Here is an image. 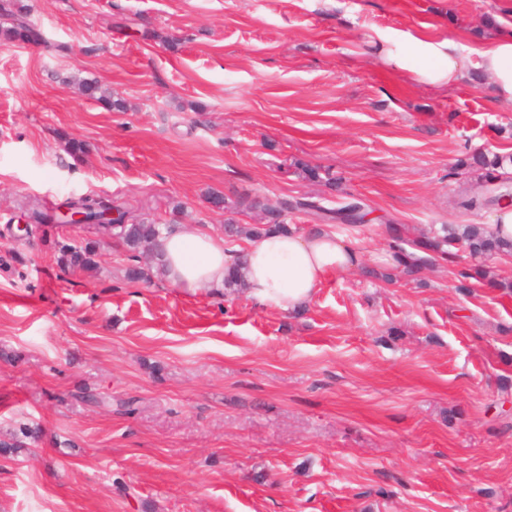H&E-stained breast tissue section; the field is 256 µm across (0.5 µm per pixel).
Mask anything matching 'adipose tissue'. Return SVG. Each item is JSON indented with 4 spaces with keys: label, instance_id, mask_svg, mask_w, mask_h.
Instances as JSON below:
<instances>
[{
    "label": "adipose tissue",
    "instance_id": "ef3b65f1",
    "mask_svg": "<svg viewBox=\"0 0 512 512\" xmlns=\"http://www.w3.org/2000/svg\"><path fill=\"white\" fill-rule=\"evenodd\" d=\"M486 46L476 49L475 67L490 78L499 99L512 104V23L498 21ZM424 53L439 59L424 72L431 83L456 84L467 76L464 48L456 41L423 44ZM163 274L178 288L198 290L223 286L234 262L224 245L206 232L163 231ZM362 264L361 254L327 229L262 233L249 239L241 273L248 296L265 308L287 311L307 304L329 272H350Z\"/></svg>",
    "mask_w": 512,
    "mask_h": 512
}]
</instances>
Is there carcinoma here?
Here are the masks:
<instances>
[{"instance_id":"1","label":"carcinoma","mask_w":512,"mask_h":512,"mask_svg":"<svg viewBox=\"0 0 512 512\" xmlns=\"http://www.w3.org/2000/svg\"><path fill=\"white\" fill-rule=\"evenodd\" d=\"M30 5L26 0H0V42L8 43H38L43 40L42 33L28 21ZM76 84L81 93L88 98L101 102L116 112L127 111L126 102L114 99L105 94L99 82L95 79H78ZM473 164L485 170L488 191L496 192L495 198L512 193L508 183L512 181L508 169L512 167L511 153H496L490 157L480 154L473 157ZM63 206L78 211L89 222L87 232L93 235L90 240L58 241L54 247L59 252L58 262L65 269L89 270L97 266V256L100 246L98 236L104 233L102 225L106 223V214L115 209V206L98 198L95 195H82L67 199ZM319 210L321 206L313 201H296L288 203L283 201L279 208L266 211V223L238 226L235 224L224 225V233L228 237V244H233L234 239L242 236L248 238L263 232L272 230H285L287 225L281 220L282 212L287 209ZM341 223L354 224L363 221L366 216L363 204L354 199L345 203L333 212ZM388 231L394 241L395 265L390 272H378L374 269L367 271L372 277L392 282L400 276L413 277L422 269L433 264L437 256L443 259L455 257L453 248L462 246L474 259H488L494 255L508 254L512 252V239L503 240L493 235L485 234L477 224H445L441 231L432 236L413 242L417 252H408L400 246L402 236L398 228L388 226ZM160 227L157 224H146L142 221H132L127 224L112 226L110 234L117 244L126 252L133 264L126 268L128 280L136 282L149 278L148 272L137 265L136 261L143 253H150L154 260H160L157 249V238ZM460 276L467 280L461 285V289L469 291L475 286H487L500 289L508 294L512 293V283L498 280L489 274L484 266H476L473 271L460 272Z\"/></svg>"}]
</instances>
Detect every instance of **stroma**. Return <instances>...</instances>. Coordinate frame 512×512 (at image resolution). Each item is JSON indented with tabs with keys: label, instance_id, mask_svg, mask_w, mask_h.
<instances>
[{
	"label": "stroma",
	"instance_id": "35a3bbf8",
	"mask_svg": "<svg viewBox=\"0 0 512 512\" xmlns=\"http://www.w3.org/2000/svg\"><path fill=\"white\" fill-rule=\"evenodd\" d=\"M29 2L43 42L0 44V439L41 434L0 454V512H512V296L459 291L467 254L394 284L332 272L274 311L129 282L109 239L62 270L48 242L80 229L22 210L91 192L220 236L260 223L243 195L317 202L285 215L305 231L355 198L367 223L335 232L389 268L387 225L493 221L459 205L486 192L465 163L512 153V105L475 69L422 80L416 46L480 47L512 0ZM76 84L78 85L81 93H83L89 99L101 102L116 112L126 111V102L121 98L112 99V96L106 95L105 92L101 89V86L97 80L78 79L76 80Z\"/></svg>",
	"mask_w": 512,
	"mask_h": 512
}]
</instances>
